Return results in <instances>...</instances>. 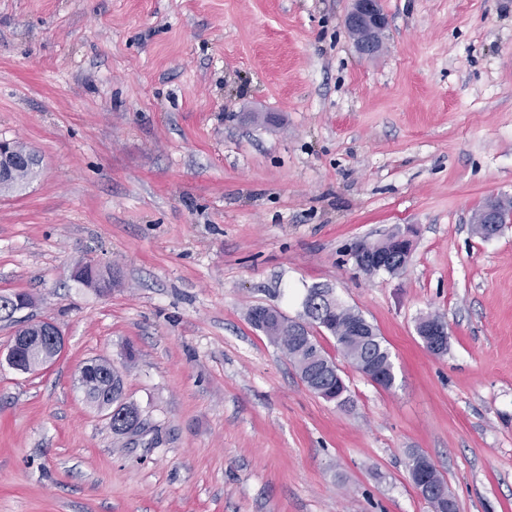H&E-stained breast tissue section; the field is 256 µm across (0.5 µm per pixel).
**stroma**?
I'll use <instances>...</instances> for the list:
<instances>
[{
  "mask_svg": "<svg viewBox=\"0 0 512 512\" xmlns=\"http://www.w3.org/2000/svg\"><path fill=\"white\" fill-rule=\"evenodd\" d=\"M349 7L0 0V139L42 160L0 196V294L65 338L23 373L0 321V512H429L413 450L458 512H512V223L471 226L512 197V0H383L371 57ZM398 231L402 272L358 267ZM82 263L112 290L73 280ZM315 285L377 329L391 389L337 359L338 408L251 326ZM95 358L138 433L87 401ZM503 211L506 213L511 212L512 218V206L510 209L504 210L501 206L500 199H489L480 210L474 213L471 224L482 226L485 229L482 233L483 238H493L497 236L505 226L501 221ZM416 330L420 338L423 336L428 337L427 345L435 352H441L448 344V327L441 319L431 321L430 323L418 324ZM421 340L424 343L422 338ZM428 347L426 346L427 349Z\"/></svg>",
  "mask_w": 512,
  "mask_h": 512,
  "instance_id": "1",
  "label": "stroma"
}]
</instances>
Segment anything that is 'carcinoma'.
Returning a JSON list of instances; mask_svg holds the SVG:
<instances>
[{
  "instance_id": "1",
  "label": "carcinoma",
  "mask_w": 512,
  "mask_h": 512,
  "mask_svg": "<svg viewBox=\"0 0 512 512\" xmlns=\"http://www.w3.org/2000/svg\"><path fill=\"white\" fill-rule=\"evenodd\" d=\"M16 158L7 177L0 179V194H13L25 189L37 176L39 165L31 159L32 150L23 142L14 140L10 144ZM111 269H102L90 264L83 265V276L78 282L87 286L107 278ZM363 320L355 309L331 300L322 308L311 311L303 309L299 321L307 323L306 334L298 335L296 320L288 318L276 309L268 310L256 305L249 309L252 326L262 332L298 370L301 380L316 395L339 407L351 402L348 387L343 379L336 377L335 361L324 350L315 333L331 336L337 351L354 368L361 369L365 363L374 365L384 375L383 388L390 389L395 382L394 367L388 348L378 333L362 338L350 336L353 320ZM86 398L95 406L112 405V432L130 434L140 428V412L137 406L123 401V381L117 372L110 371L106 360H93L84 372ZM429 495L424 500L431 512L441 509L442 494L448 492L447 481L436 467L428 472Z\"/></svg>"
}]
</instances>
